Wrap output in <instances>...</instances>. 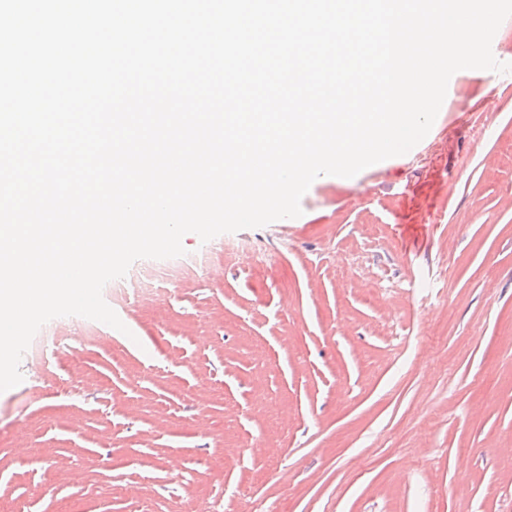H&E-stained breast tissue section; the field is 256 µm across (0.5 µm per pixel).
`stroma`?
I'll list each match as a JSON object with an SVG mask.
<instances>
[{
    "instance_id": "stroma-1",
    "label": "stroma",
    "mask_w": 512,
    "mask_h": 512,
    "mask_svg": "<svg viewBox=\"0 0 512 512\" xmlns=\"http://www.w3.org/2000/svg\"><path fill=\"white\" fill-rule=\"evenodd\" d=\"M297 218L134 262L0 393V512H512V74Z\"/></svg>"
}]
</instances>
